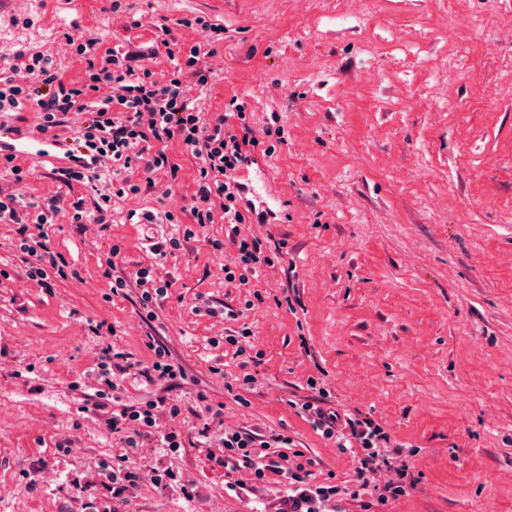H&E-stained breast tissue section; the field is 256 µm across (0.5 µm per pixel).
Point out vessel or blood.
Segmentation results:
<instances>
[{"instance_id": "obj_1", "label": "vessel or blood", "mask_w": 512, "mask_h": 512, "mask_svg": "<svg viewBox=\"0 0 512 512\" xmlns=\"http://www.w3.org/2000/svg\"><path fill=\"white\" fill-rule=\"evenodd\" d=\"M73 144V137L50 138L0 117V156H17L38 165H60L65 161L67 149Z\"/></svg>"}]
</instances>
